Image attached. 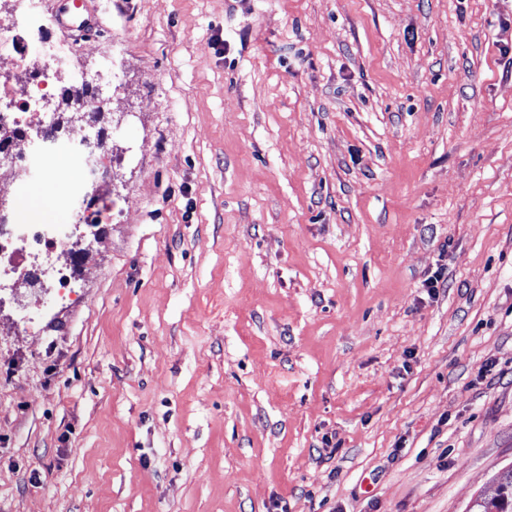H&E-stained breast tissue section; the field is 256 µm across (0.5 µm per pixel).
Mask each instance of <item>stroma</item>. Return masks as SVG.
Here are the masks:
<instances>
[{"label": "stroma", "instance_id": "35a3bbf8", "mask_svg": "<svg viewBox=\"0 0 512 512\" xmlns=\"http://www.w3.org/2000/svg\"><path fill=\"white\" fill-rule=\"evenodd\" d=\"M86 5L91 34H46L66 66L28 49L62 127L0 183L18 224L56 161L82 202L77 140L112 156L77 262L19 236L21 272L0 267V512L491 496L512 466V0ZM97 71L111 107L71 121ZM73 205L47 229L74 232Z\"/></svg>", "mask_w": 512, "mask_h": 512}]
</instances>
